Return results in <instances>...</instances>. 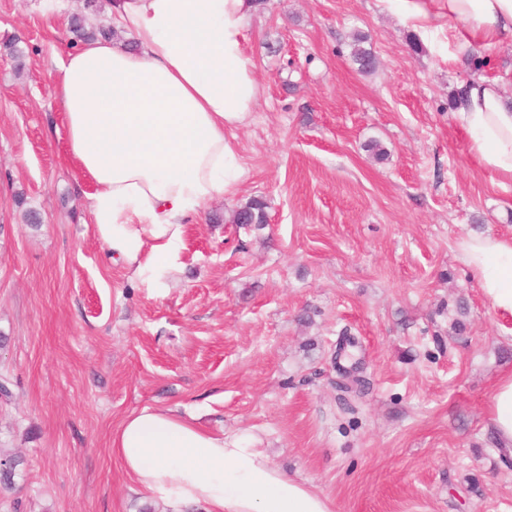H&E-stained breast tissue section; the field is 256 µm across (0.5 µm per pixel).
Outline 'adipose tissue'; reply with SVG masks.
Here are the masks:
<instances>
[{"instance_id":"ef3b65f1","label":"adipose tissue","mask_w":512,"mask_h":512,"mask_svg":"<svg viewBox=\"0 0 512 512\" xmlns=\"http://www.w3.org/2000/svg\"><path fill=\"white\" fill-rule=\"evenodd\" d=\"M400 2L419 28L448 17L461 24L458 40L512 42V0ZM252 11L251 0H113L112 20L134 47L100 38L56 63L54 94L96 235L147 287L178 269L185 224L214 197H235L244 177L231 132L261 94L246 46ZM454 116L479 165L512 180V100L501 82H463ZM457 249L492 309L512 316V239L468 236ZM488 414L511 447L512 373L497 378ZM112 446L140 490L172 512H333L247 431L211 433L146 407Z\"/></svg>"}]
</instances>
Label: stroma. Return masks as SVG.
I'll list each match as a JSON object with an SVG mask.
<instances>
[{
  "label": "stroma",
  "mask_w": 512,
  "mask_h": 512,
  "mask_svg": "<svg viewBox=\"0 0 512 512\" xmlns=\"http://www.w3.org/2000/svg\"><path fill=\"white\" fill-rule=\"evenodd\" d=\"M82 8L0 0V41L24 51H0V512H140L112 436L145 407L249 430L334 512H512L488 417L512 318L457 258L463 237L512 239V180L453 120L471 78L503 77L512 98V45H464L448 19L419 29L394 0H256L262 95L233 132L245 178L185 225L179 271L150 288L96 236L67 153L55 59ZM358 35L375 73L353 61ZM252 198L266 227L229 223Z\"/></svg>",
  "instance_id": "stroma-1"
}]
</instances>
